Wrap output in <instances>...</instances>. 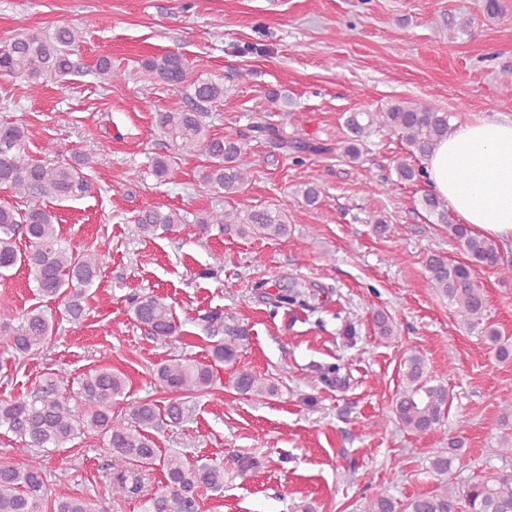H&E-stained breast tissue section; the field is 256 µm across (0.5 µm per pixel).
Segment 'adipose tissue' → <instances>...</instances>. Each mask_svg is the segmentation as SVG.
I'll use <instances>...</instances> for the list:
<instances>
[{"label":"adipose tissue","mask_w":512,"mask_h":512,"mask_svg":"<svg viewBox=\"0 0 512 512\" xmlns=\"http://www.w3.org/2000/svg\"><path fill=\"white\" fill-rule=\"evenodd\" d=\"M425 165L434 194L458 223L512 246V121L452 126Z\"/></svg>","instance_id":"1"}]
</instances>
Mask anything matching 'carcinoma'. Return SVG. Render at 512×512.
Segmentation results:
<instances>
[{
	"instance_id": "obj_1",
	"label": "carcinoma",
	"mask_w": 512,
	"mask_h": 512,
	"mask_svg": "<svg viewBox=\"0 0 512 512\" xmlns=\"http://www.w3.org/2000/svg\"><path fill=\"white\" fill-rule=\"evenodd\" d=\"M79 39V30L70 26H60L50 36L16 33L0 45V73L21 78L34 89L47 78L61 81L79 69L71 53ZM142 69L153 79L186 90L192 104L188 110L160 113L158 125L163 133L179 153L204 157V184L226 197L238 193L248 179L246 168L239 162L242 146L238 135L212 134L204 121L205 112L224 100V84L191 77L189 64L175 52L146 59ZM95 74L107 84L124 79L123 72L112 68L108 57L97 61ZM377 123L396 132L412 158L428 156L448 135V113L398 100L378 113H350L346 119L350 136L343 155L351 161L359 160L364 138ZM27 138L28 131L19 125L0 127V187L21 197L60 201L87 191L82 168L92 161L93 149L80 151L72 164L50 165L22 156ZM396 171L400 182L426 177L424 169L405 160L398 163ZM421 206L440 223L448 224L450 236L466 256V260L452 263L443 255H430L426 270L431 288L448 300L467 329L481 335L497 361H512V336L502 335L488 323L487 299L477 282V272L482 268L512 276V265L503 261L500 244L463 224L448 223L442 202L433 194L424 195ZM190 222L205 232L215 228L241 238H288L284 214L269 207L211 208L196 213L190 221L175 209L153 206L135 217L140 232L151 237L179 233ZM20 233L30 242L27 252L17 249L16 236ZM103 261L104 256L95 251L61 246L58 215L53 210L35 204L20 211L8 203L0 204V277L19 263L27 266L39 296L63 301L71 321L84 317L87 293L98 278ZM276 298L279 303L309 306V296L293 289L280 290ZM130 311L133 320L154 337L167 339L180 333L181 324L172 306L158 296L132 299ZM55 330L53 317L35 306L15 323L0 322V343L14 356L25 358L40 352ZM244 339L242 332H231L224 342L213 347L212 360H234L239 342ZM153 374L160 387L180 398L165 405L153 400L134 401L114 412L112 404L126 397V380L121 373L100 368L83 378L76 394L69 397L62 391L64 377L53 372L29 397L0 400V427L20 439L22 447L16 452L22 456L35 448L59 450L88 431L99 433L109 454L108 488L112 500L138 499L142 501V512H197L199 495L224 489V464L198 463L178 451L165 455L155 440V432L180 425L191 417L184 398L209 392L214 384L213 365L173 355L159 363ZM402 375L404 386L393 406L398 423L415 434L435 430L448 415V386L429 375L424 357L417 352L404 360ZM233 385L238 392L260 399L278 393L274 382L243 366L235 373ZM500 425L503 433L499 436V451L511 456L512 407L503 409ZM462 445V441L453 440L448 449L428 457L429 471L439 480L436 489L399 502L390 496H379L365 506V512H512L511 472L479 476L463 488L448 482ZM156 465L163 470L165 482L148 494L146 472ZM48 495L43 464H0V512H107L99 500L66 496L50 503Z\"/></svg>"
}]
</instances>
